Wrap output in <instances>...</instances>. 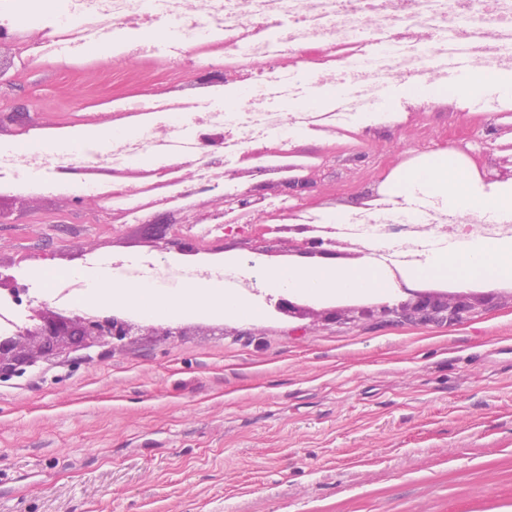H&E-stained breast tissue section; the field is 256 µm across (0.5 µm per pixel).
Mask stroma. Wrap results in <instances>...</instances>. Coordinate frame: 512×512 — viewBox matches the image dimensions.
Listing matches in <instances>:
<instances>
[{"label": "stroma", "mask_w": 512, "mask_h": 512, "mask_svg": "<svg viewBox=\"0 0 512 512\" xmlns=\"http://www.w3.org/2000/svg\"><path fill=\"white\" fill-rule=\"evenodd\" d=\"M27 42L53 20L0 0V24ZM82 57L15 67L0 106L46 132L95 128L128 96L185 85L210 63L162 66ZM433 132L495 150L494 101L449 84ZM44 179L27 201L0 190V257L41 299L44 270L155 260L151 229L115 224ZM253 321L223 311L142 319L123 343L39 360L0 380V512H512V288H484L460 319L422 324L310 301L277 313L278 292L240 290Z\"/></svg>", "instance_id": "stroma-1"}]
</instances>
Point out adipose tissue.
Here are the masks:
<instances>
[{
	"label": "adipose tissue",
	"mask_w": 512,
	"mask_h": 512,
	"mask_svg": "<svg viewBox=\"0 0 512 512\" xmlns=\"http://www.w3.org/2000/svg\"><path fill=\"white\" fill-rule=\"evenodd\" d=\"M441 200L460 213H479L496 223L512 220V192L495 189L485 193L476 190L460 168L449 164L446 153L423 170L410 173L401 185L399 196L413 203L417 195ZM427 271L454 274L460 285L475 277L504 278L512 276V244L482 239L456 241L443 252L434 253L427 261ZM72 276L83 279L91 298L100 307L123 304L141 310L154 318L189 308L217 307L226 315L248 320L259 319V306L237 299L217 283L190 282L180 288L163 289L145 280L129 281L106 269L91 271L75 268ZM266 285L274 290L295 291L313 298L346 293H387L394 284L376 265L365 262L352 268H340L330 262L314 266L285 267L265 273Z\"/></svg>",
	"instance_id": "1"
}]
</instances>
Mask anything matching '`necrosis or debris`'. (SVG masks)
<instances>
[{
  "mask_svg": "<svg viewBox=\"0 0 512 512\" xmlns=\"http://www.w3.org/2000/svg\"><path fill=\"white\" fill-rule=\"evenodd\" d=\"M85 18H105V26L85 34L88 42L110 39L114 31L146 34L163 25V38L138 46L136 55L161 58L165 48H181L224 69L223 89L194 85L192 92L172 86L156 110L138 100L122 101L118 117L139 122L137 136L116 134L107 154L87 152L70 157L17 148L6 160L8 180L18 187L34 185L37 176L55 174L78 164L89 170L81 184L91 196L119 204L125 223H140L146 210L163 204L170 209L201 205L199 192L183 178L186 158L170 152L185 135L223 132L224 154L238 158L234 167L201 164L199 181L236 194L248 170L244 157L263 160L270 180L279 181L301 164L290 152L289 129L318 136L328 154H354L366 118L381 127L406 126L410 108H381L387 87L447 82L448 56L465 53L469 70L512 71V0H80ZM301 79L309 91L344 86L348 113L341 126H317L299 113L268 102L270 89ZM247 87L243 107L227 106L225 92ZM160 157L147 170L140 157ZM512 237V223H483L477 215L460 217L444 205L407 213L398 202L366 206L356 224H336L330 238L355 251L377 247L385 255L425 260L433 246L469 238ZM222 279L249 287L235 266L209 261L188 264L169 256L151 265L150 277L176 288L194 277Z\"/></svg>",
  "mask_w": 512,
  "mask_h": 512,
  "instance_id": "1",
  "label": "necrosis or debris"
}]
</instances>
